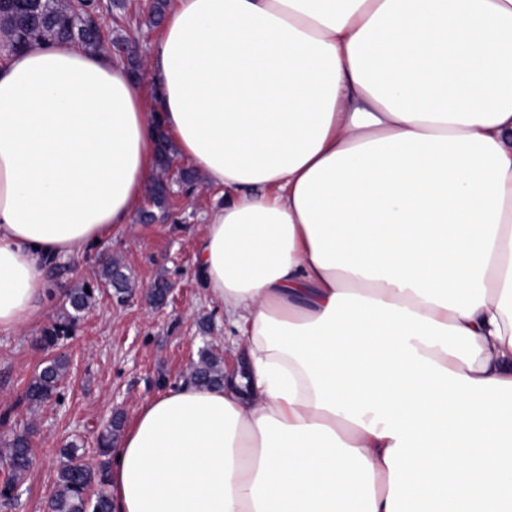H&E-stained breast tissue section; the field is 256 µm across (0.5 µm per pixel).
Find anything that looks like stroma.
<instances>
[{
    "label": "stroma",
    "instance_id": "stroma-1",
    "mask_svg": "<svg viewBox=\"0 0 512 512\" xmlns=\"http://www.w3.org/2000/svg\"><path fill=\"white\" fill-rule=\"evenodd\" d=\"M154 2L118 0L101 19L105 39L132 37L139 58H147L161 32L144 24ZM188 166L176 157L169 173L173 193L155 222L133 221L83 258L60 264L57 291L41 317L17 334L0 335V449L27 430L34 454L27 478L0 497V512H47L62 448L76 443L86 462L98 463L99 429L116 414L132 421L146 400L189 381L203 350L227 366L243 364V353L230 343L231 328L198 272L199 244L216 192L180 183L178 172ZM109 255L121 260L135 284L127 303H117L97 277L100 261ZM160 278L172 293L166 304L155 306L146 295ZM81 285L93 289V305L55 346H44V330L66 319L68 289ZM58 355L68 368L56 395L35 408L21 404L29 381Z\"/></svg>",
    "mask_w": 512,
    "mask_h": 512
}]
</instances>
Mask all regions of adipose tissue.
<instances>
[{"label": "adipose tissue", "mask_w": 512, "mask_h": 512, "mask_svg": "<svg viewBox=\"0 0 512 512\" xmlns=\"http://www.w3.org/2000/svg\"><path fill=\"white\" fill-rule=\"evenodd\" d=\"M0 30V334L163 125L244 369L138 409L115 512H512V0H172L146 62Z\"/></svg>", "instance_id": "1"}]
</instances>
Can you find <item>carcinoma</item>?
I'll return each instance as SVG.
<instances>
[{
    "label": "carcinoma",
    "instance_id": "carcinoma-1",
    "mask_svg": "<svg viewBox=\"0 0 512 512\" xmlns=\"http://www.w3.org/2000/svg\"><path fill=\"white\" fill-rule=\"evenodd\" d=\"M104 10L101 0H10L0 7V26L14 33L13 47L21 48L36 40L68 39L95 49L102 47L104 38L98 19ZM174 158L166 135L158 138V174L149 187L154 207L162 209L168 199V173ZM99 280L116 290L124 300L133 293L127 274L112 257H107L98 270ZM92 295L86 288L71 292L69 305L74 314L68 316L75 324L78 314L90 307ZM66 364L61 359L49 362L29 383L23 401L30 405L41 404L53 397L64 375ZM192 380L205 385H220L224 381V369L220 359L211 352L202 355L192 372ZM121 421L107 426L98 435L99 453L108 456L112 452L116 431ZM65 462L58 472L57 489L50 500V512H112L109 495L106 494L108 472L106 463L94 468L79 460L77 448L70 446L63 451ZM7 464L10 481L24 477L32 465V449L28 436L14 435L9 443Z\"/></svg>",
    "mask_w": 512,
    "mask_h": 512
}]
</instances>
